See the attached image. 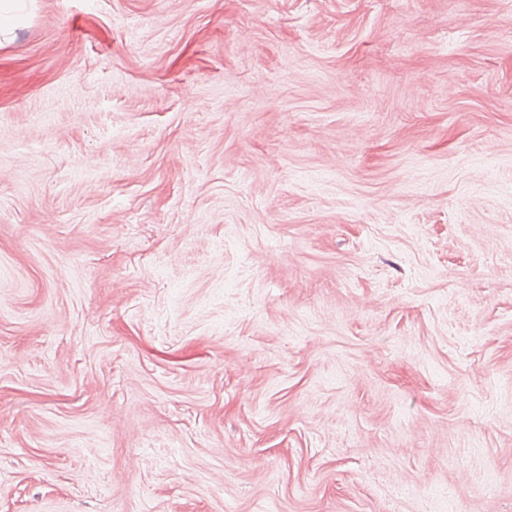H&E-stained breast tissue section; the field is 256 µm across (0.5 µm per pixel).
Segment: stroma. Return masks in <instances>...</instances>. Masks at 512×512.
I'll use <instances>...</instances> for the list:
<instances>
[{"label": "stroma", "mask_w": 512, "mask_h": 512, "mask_svg": "<svg viewBox=\"0 0 512 512\" xmlns=\"http://www.w3.org/2000/svg\"><path fill=\"white\" fill-rule=\"evenodd\" d=\"M512 512V0H33L0 38V512Z\"/></svg>", "instance_id": "35a3bbf8"}]
</instances>
